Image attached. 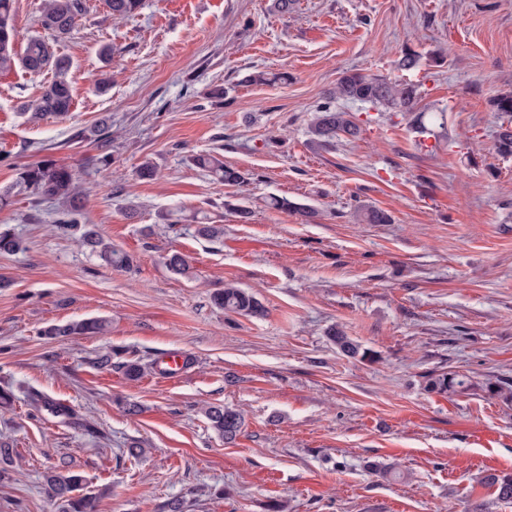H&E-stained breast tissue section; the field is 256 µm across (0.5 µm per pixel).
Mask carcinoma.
Returning a JSON list of instances; mask_svg holds the SVG:
<instances>
[{
	"label": "carcinoma",
	"mask_w": 512,
	"mask_h": 512,
	"mask_svg": "<svg viewBox=\"0 0 512 512\" xmlns=\"http://www.w3.org/2000/svg\"><path fill=\"white\" fill-rule=\"evenodd\" d=\"M108 12L116 20L128 19L136 15L142 0H106ZM87 10L85 0H44L42 25L51 38L59 40L67 37L77 21ZM17 31L15 28L14 0H0V72H8L15 65L24 70L40 74L52 73V79L41 94L22 105V111L30 114V119L53 115L64 118L73 109V94L68 73L71 63L68 57L57 55L49 40L41 35L31 37L23 53L16 50ZM419 86L407 80L392 81L386 77L367 75L356 70H345L336 83L333 96L319 103L314 110L310 132L318 143L344 135L353 139L361 132V127L351 119V115L336 107L335 101L369 103L395 109L410 116L411 126L417 133L433 135V127H443L444 118L436 112L417 109ZM495 148L504 156L512 155V127L500 126L496 132ZM196 165L221 184L234 186L244 182L242 174L224 164L213 155H198ZM17 185L26 190L38 201H54L59 204L60 217L55 227L61 234L73 236L78 246L87 249L107 265L125 269L132 263V257L112 247L92 225L82 224L81 208L90 188L79 182L74 169L54 160H44L34 165L19 168ZM267 205L281 211H292L307 219L314 217L315 210L308 204L298 203L286 197L272 196ZM360 218L367 224H387L390 216L382 210L362 206ZM197 234L208 241H219L224 237V226L199 222ZM23 250V241L8 224H0V254H14ZM168 268L177 275L190 273L189 257L176 252L166 258ZM213 303L227 313L242 316H260L264 307L256 295L244 288L226 284L212 295ZM107 321L103 318H86L64 324H50L40 335L49 339L71 336L95 335L104 331ZM331 339L340 352L350 358L370 359L372 354L344 331L334 329ZM481 388L491 395H501L502 388L492 382L479 383L472 376L457 371H434L424 376L423 390L442 395L466 393ZM18 391L27 401L43 408L65 422L76 419L74 410L55 402L30 386L20 385ZM204 414L211 426L224 440L231 442L241 432L244 420L235 409L223 405H209ZM83 476L67 469H53L44 475V486L54 512H98L99 496L84 492ZM484 484L495 488L497 499L512 501V474H490Z\"/></svg>",
	"instance_id": "cac0c4a2"
}]
</instances>
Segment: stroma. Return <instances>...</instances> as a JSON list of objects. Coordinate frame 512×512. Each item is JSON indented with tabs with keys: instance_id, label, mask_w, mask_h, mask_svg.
<instances>
[{
	"instance_id": "obj_1",
	"label": "stroma",
	"mask_w": 512,
	"mask_h": 512,
	"mask_svg": "<svg viewBox=\"0 0 512 512\" xmlns=\"http://www.w3.org/2000/svg\"><path fill=\"white\" fill-rule=\"evenodd\" d=\"M271 4L143 0L115 22L104 0H86L55 45L72 61L63 120L20 109L49 74H0V189L23 166L71 165L91 189L83 223L133 257L118 271L57 233V203L14 190L0 207L24 242L0 255V389L29 385L78 417L61 423L22 398L0 411L19 464L0 480V512H52L43 475L61 465L100 493L98 512H167L174 499L184 512H512L482 483L512 474V399L422 388L433 370L512 388V156L494 147L491 106L512 90V0ZM406 49L422 59L401 72ZM348 69L419 83V109L444 115L427 149L401 113L361 103L345 106L360 138L315 142L314 109ZM258 72L280 80L244 83ZM102 128L105 167L90 162ZM199 154L247 182H213ZM146 159L157 176L142 181ZM272 196L316 215L269 208ZM358 202L391 223H359ZM197 216L223 225L222 241L199 238ZM174 252L190 256L191 277L169 271ZM227 283L254 291L263 316L217 308L211 295ZM90 317L106 331L39 334ZM335 326L373 359L344 356ZM113 349L111 368L92 365ZM170 350L190 359L175 377L155 370ZM207 404L243 413L233 443ZM133 439L143 457L122 455Z\"/></svg>"
}]
</instances>
